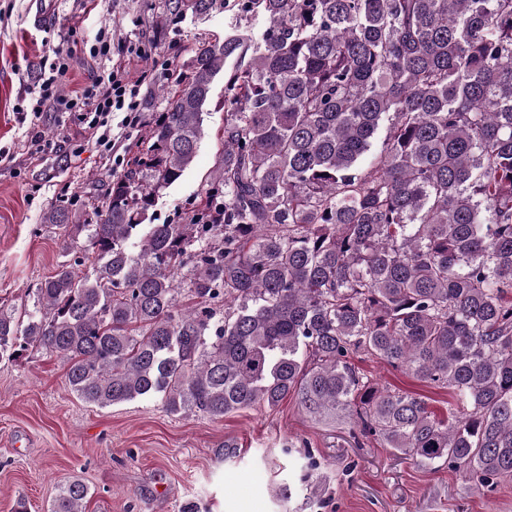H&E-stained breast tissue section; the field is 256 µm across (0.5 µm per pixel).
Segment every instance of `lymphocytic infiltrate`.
Instances as JSON below:
<instances>
[{"mask_svg": "<svg viewBox=\"0 0 512 512\" xmlns=\"http://www.w3.org/2000/svg\"><path fill=\"white\" fill-rule=\"evenodd\" d=\"M113 45L111 29L100 30L88 51L96 66L92 84L67 95L63 86L71 53L62 45L46 42L45 53L18 108V119L28 123L33 144H43L39 123L44 112L54 109L77 119L89 132L97 151L111 159L113 168L123 166L124 157L119 154L117 144L122 135L140 123L142 84L132 80L124 67L112 65Z\"/></svg>", "mask_w": 512, "mask_h": 512, "instance_id": "1", "label": "lymphocytic infiltrate"}]
</instances>
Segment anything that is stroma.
<instances>
[{
    "instance_id": "1",
    "label": "stroma",
    "mask_w": 512,
    "mask_h": 512,
    "mask_svg": "<svg viewBox=\"0 0 512 512\" xmlns=\"http://www.w3.org/2000/svg\"><path fill=\"white\" fill-rule=\"evenodd\" d=\"M152 0H55L50 21H30L36 0H0V146L12 147L20 176L0 171V306L32 307L31 290L68 261L58 229L43 223L62 186L103 203L112 165L92 150L75 151L86 134L76 120L44 114L51 153L32 144L17 106L25 77L45 41L70 48L66 89L89 85L87 56L101 27L117 40H148ZM239 30L261 38L262 16L227 0L223 11L189 17L157 42L176 63L190 46ZM224 126V79L216 77L204 108L196 157L156 206L157 221L193 198L212 171ZM353 363L380 386L422 397L445 411L451 396L407 371L371 357ZM63 363L45 352L0 358V512L26 500L47 512L59 484L76 475L90 486L86 512H512V483L475 489L452 470L427 471L374 437L353 439L343 415L305 412L291 394L275 408L253 407L221 418L181 416L155 398L100 408L79 399Z\"/></svg>"
}]
</instances>
